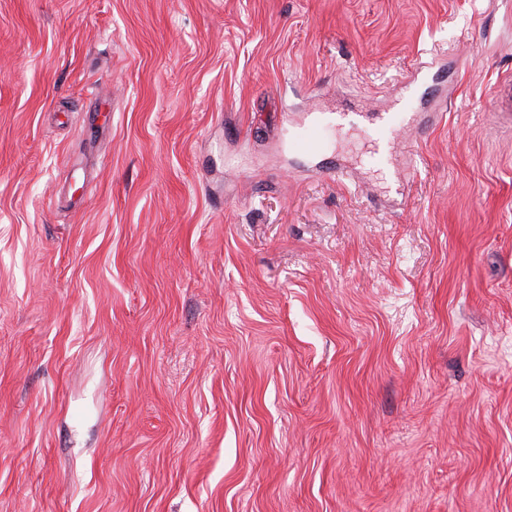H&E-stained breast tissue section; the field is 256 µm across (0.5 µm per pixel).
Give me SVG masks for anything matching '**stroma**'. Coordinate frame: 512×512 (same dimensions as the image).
I'll list each match as a JSON object with an SVG mask.
<instances>
[{
	"mask_svg": "<svg viewBox=\"0 0 512 512\" xmlns=\"http://www.w3.org/2000/svg\"><path fill=\"white\" fill-rule=\"evenodd\" d=\"M508 69L512 0H0V512H512ZM501 128L512 129V73H501L494 91V111Z\"/></svg>",
	"mask_w": 512,
	"mask_h": 512,
	"instance_id": "35a3bbf8",
	"label": "stroma"
}]
</instances>
